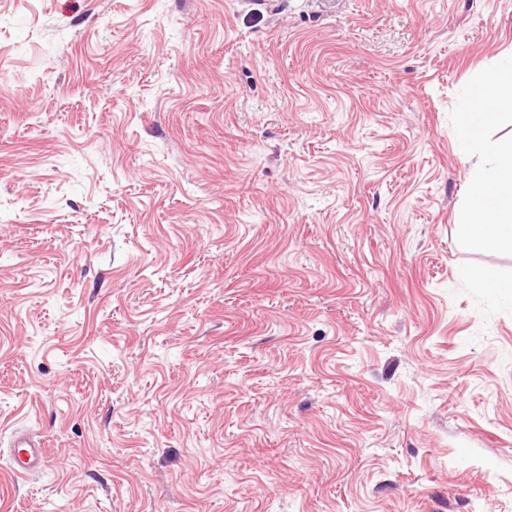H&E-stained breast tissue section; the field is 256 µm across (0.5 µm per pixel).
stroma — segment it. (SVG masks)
<instances>
[{
	"label": "stroma",
	"instance_id": "1",
	"mask_svg": "<svg viewBox=\"0 0 512 512\" xmlns=\"http://www.w3.org/2000/svg\"><path fill=\"white\" fill-rule=\"evenodd\" d=\"M510 49L512 0H0V512H512V249L455 234ZM10 471L16 478H30L42 467L46 448L26 434L15 432L11 439Z\"/></svg>",
	"mask_w": 512,
	"mask_h": 512
}]
</instances>
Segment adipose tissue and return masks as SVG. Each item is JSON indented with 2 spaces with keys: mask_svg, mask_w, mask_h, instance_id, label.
I'll use <instances>...</instances> for the list:
<instances>
[{
  "mask_svg": "<svg viewBox=\"0 0 512 512\" xmlns=\"http://www.w3.org/2000/svg\"><path fill=\"white\" fill-rule=\"evenodd\" d=\"M512 101V65L490 71L481 92L463 104L466 152L479 157L494 154L491 163L474 165L469 171L471 193L458 233L477 252L498 247L512 248V146L492 147L487 128L496 118L487 111L489 101Z\"/></svg>",
  "mask_w": 512,
  "mask_h": 512,
  "instance_id": "obj_1",
  "label": "adipose tissue"
}]
</instances>
